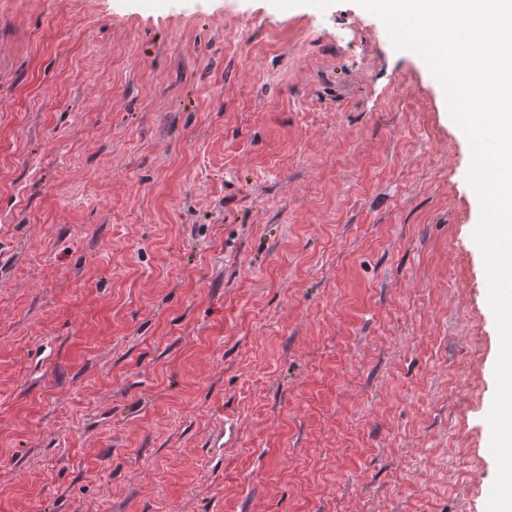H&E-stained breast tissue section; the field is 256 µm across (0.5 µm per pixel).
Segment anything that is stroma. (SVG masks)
<instances>
[{"mask_svg": "<svg viewBox=\"0 0 512 512\" xmlns=\"http://www.w3.org/2000/svg\"><path fill=\"white\" fill-rule=\"evenodd\" d=\"M470 162L353 0H0V512H485Z\"/></svg>", "mask_w": 512, "mask_h": 512, "instance_id": "obj_1", "label": "stroma"}]
</instances>
